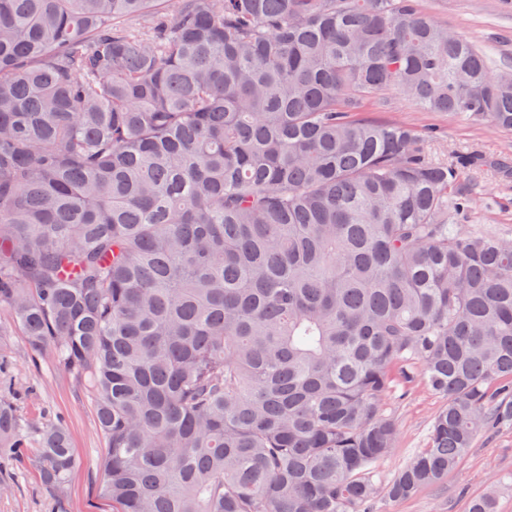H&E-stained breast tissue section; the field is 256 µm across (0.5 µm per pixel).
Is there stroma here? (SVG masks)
Masks as SVG:
<instances>
[{
  "mask_svg": "<svg viewBox=\"0 0 512 512\" xmlns=\"http://www.w3.org/2000/svg\"><path fill=\"white\" fill-rule=\"evenodd\" d=\"M417 7L449 31L480 45L495 70L512 69V0H417ZM365 117L399 122L417 131L423 152L444 162L458 152L480 155L484 165L468 173L472 202L458 219L466 235L512 238V132L445 112H424L397 91L370 100ZM0 398L7 399L22 425L24 457H0V512H113L102 493L107 441L100 431L92 393L72 370L55 362L51 350H32L8 310L0 309ZM442 400L424 386L396 391L386 402L399 428L397 445L376 466L375 480L387 484L425 447ZM60 422L70 434L75 467L67 481L48 486L40 472L33 433ZM512 475V427L480 437L439 485L392 501L378 495L372 512H468L492 475Z\"/></svg>",
  "mask_w": 512,
  "mask_h": 512,
  "instance_id": "1",
  "label": "stroma"
}]
</instances>
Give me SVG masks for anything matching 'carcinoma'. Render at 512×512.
<instances>
[{
  "mask_svg": "<svg viewBox=\"0 0 512 512\" xmlns=\"http://www.w3.org/2000/svg\"><path fill=\"white\" fill-rule=\"evenodd\" d=\"M389 89L512 131V71L415 0H0V307L92 392L119 512H371L512 426V241L454 224L479 156L357 117ZM38 452L63 483L67 430ZM442 399L424 386L417 385L404 393L398 389L385 404V411L397 421L399 434L396 448L376 466V482L384 486L395 472L420 448H425L434 413Z\"/></svg>",
  "mask_w": 512,
  "mask_h": 512,
  "instance_id": "obj_1",
  "label": "carcinoma"
}]
</instances>
